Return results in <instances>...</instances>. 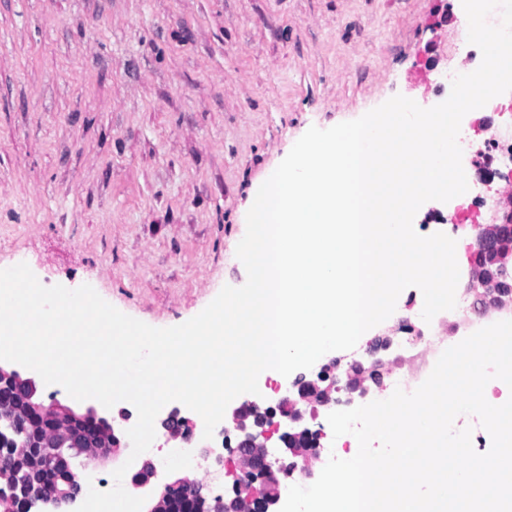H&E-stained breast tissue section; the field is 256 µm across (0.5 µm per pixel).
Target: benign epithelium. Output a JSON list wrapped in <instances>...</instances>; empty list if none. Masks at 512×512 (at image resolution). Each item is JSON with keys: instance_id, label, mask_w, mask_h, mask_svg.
Wrapping results in <instances>:
<instances>
[{"instance_id": "obj_1", "label": "benign epithelium", "mask_w": 512, "mask_h": 512, "mask_svg": "<svg viewBox=\"0 0 512 512\" xmlns=\"http://www.w3.org/2000/svg\"><path fill=\"white\" fill-rule=\"evenodd\" d=\"M512 225V211L504 209L495 212L489 218L487 224L478 234L477 254H482L491 240L505 226ZM491 289L488 292L489 302L494 307L502 310L512 309V290L497 287V279H490ZM352 367L360 370L365 376H372L376 380V387H384L383 379L389 375L391 369L380 358L368 367L360 362L352 364ZM0 385L11 386L23 399V405L0 401V430L3 428L16 429L22 425V431L17 438L10 440L11 453L14 461L21 464L22 468L33 471L47 466H64L71 468L76 465L81 448L91 442L98 448L97 458H103L117 452L123 445L121 423L108 421L107 418L98 415L93 410L83 414L75 412L71 407L54 400L49 404L44 403L39 395L36 381L31 377H24L18 371L7 370L0 366ZM296 393L286 396L278 403L281 416L287 418L293 424L303 422L305 413L299 410V406L306 402L315 407V394L324 388L336 389V385L328 383L326 376L319 373L315 378L307 381V388H301V384H293ZM251 414L244 406H239L231 411L228 416V424L239 434L237 447L251 452L250 461L247 463V474L240 478V483L234 484V495L244 497L248 505V512H277L281 493L268 492L265 487L269 484H279V478L273 464L267 460V446L265 440L273 429V424L267 417L259 419L260 436L262 441H257L251 431ZM52 426L51 436L42 443L41 449L36 451L31 447L29 433L45 427ZM165 436L169 440H178L190 433V421L177 411L170 412L163 419ZM291 459L293 470H298L306 476L314 477V471L310 468L309 458L312 452L310 448H284ZM21 482L19 470L0 471V502H6L11 510L27 508L44 497L32 489L21 495L17 494ZM84 482L80 481L73 486L69 483L54 490L53 496L48 500L55 512L72 504L84 492ZM199 495L196 484L179 478L165 482L156 489V503L151 512H170L172 503L177 499H191Z\"/></svg>"}]
</instances>
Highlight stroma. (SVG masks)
<instances>
[{"mask_svg":"<svg viewBox=\"0 0 512 512\" xmlns=\"http://www.w3.org/2000/svg\"><path fill=\"white\" fill-rule=\"evenodd\" d=\"M458 0H0V267L182 324L310 128L444 102Z\"/></svg>","mask_w":512,"mask_h":512,"instance_id":"obj_1","label":"stroma"}]
</instances>
